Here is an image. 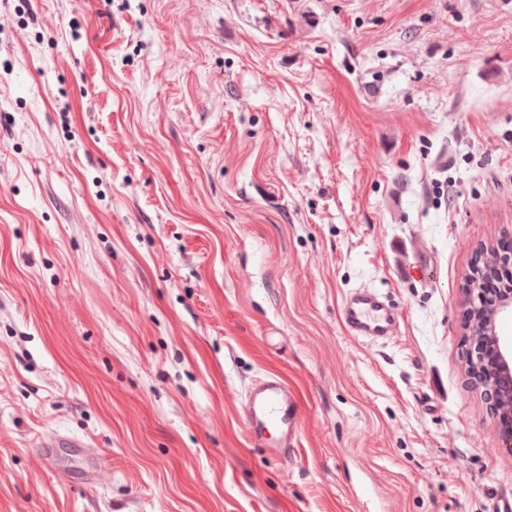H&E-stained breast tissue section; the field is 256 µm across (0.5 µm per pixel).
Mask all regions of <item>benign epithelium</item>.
Here are the masks:
<instances>
[{"label": "benign epithelium", "instance_id": "obj_1", "mask_svg": "<svg viewBox=\"0 0 512 512\" xmlns=\"http://www.w3.org/2000/svg\"><path fill=\"white\" fill-rule=\"evenodd\" d=\"M512 264V238L503 240L490 252L475 257L465 281V330L468 374L481 390L490 412L512 426V342L501 338L496 323L512 315V290L496 298L478 287L486 267Z\"/></svg>", "mask_w": 512, "mask_h": 512}]
</instances>
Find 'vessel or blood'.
I'll use <instances>...</instances> for the list:
<instances>
[{
    "instance_id": "vessel-or-blood-1",
    "label": "vessel or blood",
    "mask_w": 512,
    "mask_h": 512,
    "mask_svg": "<svg viewBox=\"0 0 512 512\" xmlns=\"http://www.w3.org/2000/svg\"><path fill=\"white\" fill-rule=\"evenodd\" d=\"M341 318L354 336L383 339L393 332V317L379 298L369 292H359L347 298L341 308ZM299 418V403L282 379L261 380L248 391L246 422L254 441L271 448L287 447Z\"/></svg>"
}]
</instances>
